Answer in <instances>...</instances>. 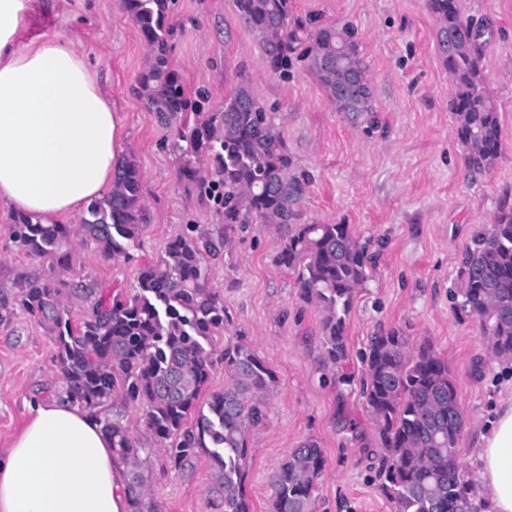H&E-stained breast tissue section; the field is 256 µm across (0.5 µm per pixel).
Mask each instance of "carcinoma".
<instances>
[{"instance_id": "carcinoma-1", "label": "carcinoma", "mask_w": 512, "mask_h": 512, "mask_svg": "<svg viewBox=\"0 0 512 512\" xmlns=\"http://www.w3.org/2000/svg\"><path fill=\"white\" fill-rule=\"evenodd\" d=\"M124 3L152 56L140 79L146 104L171 128L182 178L199 196L221 203L224 225L213 232L189 228L169 243L157 265L141 272L135 295L99 296L77 319L63 304L67 283L54 277L26 280L19 302L55 337V362L68 401L94 413L116 396L146 407L148 424L171 462L181 467L206 452L218 469L224 512H250L244 493L248 433L267 418L265 392L275 375L245 344H227L224 367L232 383L211 395L206 407L198 406L211 365L205 344L224 328V306L209 287L203 257L219 255L238 224L278 226L284 242L277 261L297 273L300 296L323 312L326 355L333 363L347 356L346 319L355 291L369 278L371 261L349 225L301 223L298 204L309 178L296 173L280 130L248 85L236 86L217 112L204 114L200 102L185 97L169 64L167 0ZM237 3L245 23L259 34L273 73L287 70L290 53L302 45V57L336 111L373 119L369 82L337 92L350 73L367 75L354 27L307 30L292 19L290 0ZM427 7L439 21L440 54L456 85L451 110L466 167L481 174L502 148L498 115L483 93L481 75L494 31L473 36L476 19L463 16L460 0H427ZM188 110L202 119L173 126ZM203 158L212 166L208 179L198 176ZM141 191L140 169L125 159L113 172L112 190L88 205L81 224H42L21 215L13 239L29 254H54L61 268L72 266L73 238L79 234L104 253L119 254L122 241L136 239L147 224ZM459 278L456 311L478 321L494 359L512 361V210L499 211L473 235L462 253ZM363 395L380 437V489L393 512H481L475 484L459 458L465 416L455 381L432 347L412 348L398 329L372 337ZM192 413L196 424L186 429ZM102 421L116 456L137 463L139 449L130 431L106 417ZM325 463L313 439L292 449L270 476L272 512H313ZM126 489L131 512H158L138 471L129 473Z\"/></svg>"}]
</instances>
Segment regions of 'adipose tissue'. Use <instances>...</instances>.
Here are the masks:
<instances>
[{"label":"adipose tissue","instance_id":"ef3b65f1","mask_svg":"<svg viewBox=\"0 0 512 512\" xmlns=\"http://www.w3.org/2000/svg\"><path fill=\"white\" fill-rule=\"evenodd\" d=\"M33 0H0V208L54 224L112 185L121 120L86 55L64 34L22 40ZM479 495L512 512V401L479 432ZM0 512H128L98 417L69 401L32 405L0 453Z\"/></svg>","mask_w":512,"mask_h":512}]
</instances>
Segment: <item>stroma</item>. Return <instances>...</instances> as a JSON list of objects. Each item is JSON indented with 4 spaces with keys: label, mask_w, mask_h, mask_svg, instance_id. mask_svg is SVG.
<instances>
[{
    "label": "stroma",
    "mask_w": 512,
    "mask_h": 512,
    "mask_svg": "<svg viewBox=\"0 0 512 512\" xmlns=\"http://www.w3.org/2000/svg\"><path fill=\"white\" fill-rule=\"evenodd\" d=\"M460 6L496 32L482 60L483 91L498 114L502 151L476 177L455 135L449 107L455 83L427 0H291L302 22L356 29L375 94L371 125L336 111L303 58H294L286 75L272 73L236 0H169L171 68L186 96L215 111L247 82L279 126L297 169L310 178L300 206L304 223L349 225L373 260L347 318L348 358L339 365L325 357L321 312L301 298L296 273L276 261L283 245L278 230L237 228L207 262L210 286L224 305V329L209 347L205 394L231 382L223 356L228 343L250 346L276 377L267 421L249 440L250 512H271V475L310 437L327 459L315 512H392L379 489L381 444L362 397V355L371 336L396 328L413 346L431 344L447 361L467 417L459 442L466 468L474 466L478 431L512 399V363L491 357L478 322L459 315L451 296L473 233L492 223L500 207H512V0H461ZM59 32L87 53L123 119L125 153L141 170L149 216L124 257L75 239L66 279L75 289L68 308L76 317L89 292L135 293L140 271L187 225L212 229L222 217L181 182L179 153L136 92L150 53L122 0H36L26 38ZM13 222L12 213L0 210V450L20 431L31 403L66 394L54 337L17 303L26 279L51 276L57 266L20 250L11 238ZM100 414L132 433L160 512H224L207 453L172 468L142 407L116 398Z\"/></svg>",
    "instance_id": "obj_1"
}]
</instances>
